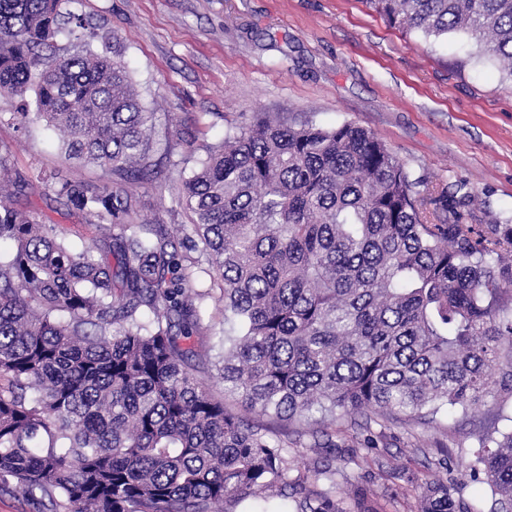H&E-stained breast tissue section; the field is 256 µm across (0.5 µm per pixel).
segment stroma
<instances>
[{
  "label": "stroma",
  "instance_id": "35a3bbf8",
  "mask_svg": "<svg viewBox=\"0 0 512 512\" xmlns=\"http://www.w3.org/2000/svg\"><path fill=\"white\" fill-rule=\"evenodd\" d=\"M69 10L94 28V50L114 52L131 70L137 92L156 114L158 144L170 132L191 131L207 143L227 127L249 126L262 112L324 127L351 122L374 132L412 177L434 189L465 184L462 209L484 226L512 219V79L503 65L463 33L434 38L391 26L364 0H70ZM9 168L28 176L16 196L76 245L91 244L94 225L70 213L40 171L103 184L102 171L66 163L56 136L34 118L0 123ZM161 174L140 190L142 213L167 224L171 186L191 165L173 166L157 152ZM206 335L196 349L217 344L224 328L220 289L198 272ZM512 416V401L491 403L443 425L359 416L330 427L332 445L309 449L313 425L294 424L302 445L288 451L294 471L332 464L311 489L359 501L375 512H418L421 483L444 480L487 507L486 484L471 471L483 427Z\"/></svg>",
  "mask_w": 512,
  "mask_h": 512
}]
</instances>
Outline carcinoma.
I'll use <instances>...</instances> for the list:
<instances>
[{"label": "carcinoma", "mask_w": 512, "mask_h": 512, "mask_svg": "<svg viewBox=\"0 0 512 512\" xmlns=\"http://www.w3.org/2000/svg\"><path fill=\"white\" fill-rule=\"evenodd\" d=\"M69 0H0V94L35 91L34 115L65 161L102 186L43 173L96 226L75 251L14 206L0 156V489L53 512H215L249 497L294 512H347L289 476L288 440L205 388L273 421L313 413L435 422L512 399V225L483 232L460 211L464 185L412 178L372 132L258 115L229 129L173 190L177 231L141 218L136 189L157 177L154 113L127 67L92 50ZM391 25L469 34L512 77V0H365ZM68 28L72 47L50 39ZM206 261L222 284L217 360L184 341L203 329L193 289ZM490 512H512V429L478 438ZM419 512H484L446 482Z\"/></svg>", "instance_id": "obj_1"}]
</instances>
